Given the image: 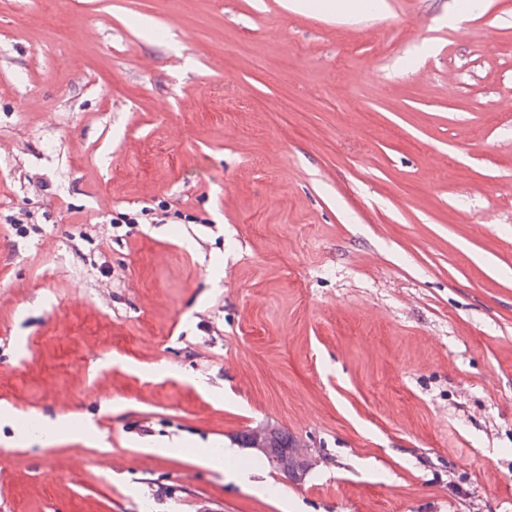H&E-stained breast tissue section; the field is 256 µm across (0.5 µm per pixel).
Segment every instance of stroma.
Here are the masks:
<instances>
[{"mask_svg":"<svg viewBox=\"0 0 512 512\" xmlns=\"http://www.w3.org/2000/svg\"><path fill=\"white\" fill-rule=\"evenodd\" d=\"M293 2L0 0V512H512V0ZM168 211L165 204L159 203L157 207H142L133 214L117 213L115 217L112 216L110 224H164ZM268 434V445H267V453L268 455L274 456H288L291 454L293 448L294 451L288 457L284 458H270L269 463L273 468H276L287 475L280 473L285 478H288L290 481H294L293 477L288 474L289 471L295 469L296 461H302L306 465V469L301 473V475L297 476V480L301 481L306 474L312 468L314 463L313 452L311 448H297V441L288 435L287 432L275 428L270 427Z\"/></svg>","mask_w":512,"mask_h":512,"instance_id":"obj_1","label":"stroma"}]
</instances>
